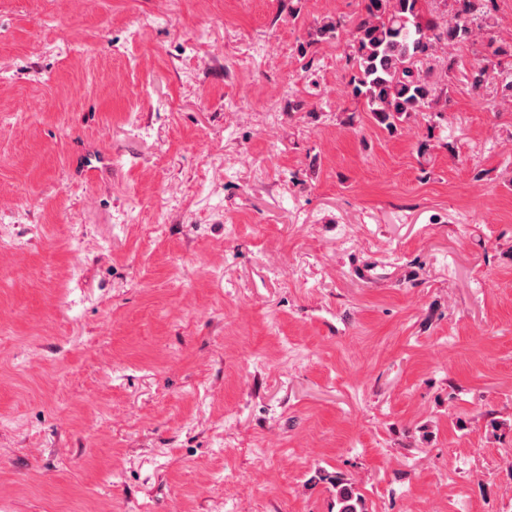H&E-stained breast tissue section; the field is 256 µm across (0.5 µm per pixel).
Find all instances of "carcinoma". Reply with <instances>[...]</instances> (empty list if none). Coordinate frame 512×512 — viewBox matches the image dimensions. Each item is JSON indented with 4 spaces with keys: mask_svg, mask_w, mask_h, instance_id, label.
I'll use <instances>...</instances> for the list:
<instances>
[{
    "mask_svg": "<svg viewBox=\"0 0 512 512\" xmlns=\"http://www.w3.org/2000/svg\"><path fill=\"white\" fill-rule=\"evenodd\" d=\"M426 0H364L354 27L324 17L299 46L301 55L325 39H346L345 61L351 97L384 129L393 132L411 117L442 114L448 105L450 70L433 80L423 69L440 50H451L479 38L490 27L488 0H443L445 9L425 11ZM451 10H446V6ZM491 56L473 68L469 79L480 91L493 79V58L512 57V43L489 39ZM336 512H367L350 483L336 477Z\"/></svg>",
    "mask_w": 512,
    "mask_h": 512,
    "instance_id": "carcinoma-1",
    "label": "carcinoma"
}]
</instances>
